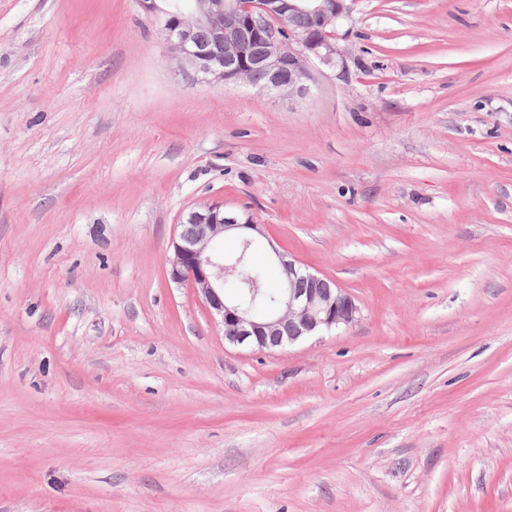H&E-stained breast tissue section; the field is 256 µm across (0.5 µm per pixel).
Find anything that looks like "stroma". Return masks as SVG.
I'll return each instance as SVG.
<instances>
[{
  "label": "stroma",
  "mask_w": 512,
  "mask_h": 512,
  "mask_svg": "<svg viewBox=\"0 0 512 512\" xmlns=\"http://www.w3.org/2000/svg\"><path fill=\"white\" fill-rule=\"evenodd\" d=\"M288 100L136 0H0V512H512V0H352ZM252 216L359 308L271 353L169 277Z\"/></svg>",
  "instance_id": "obj_1"
}]
</instances>
